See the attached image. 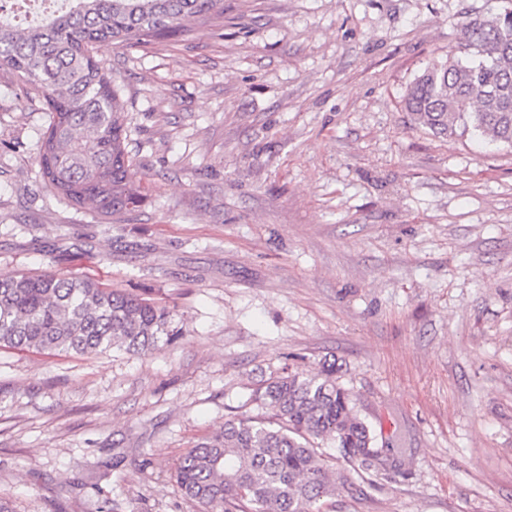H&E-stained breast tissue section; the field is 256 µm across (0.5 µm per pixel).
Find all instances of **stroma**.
<instances>
[{"instance_id": "obj_1", "label": "stroma", "mask_w": 512, "mask_h": 512, "mask_svg": "<svg viewBox=\"0 0 512 512\" xmlns=\"http://www.w3.org/2000/svg\"><path fill=\"white\" fill-rule=\"evenodd\" d=\"M496 0H224L97 49L121 89L133 210L70 205L50 114L0 69V275H90L174 309L147 355L0 348L12 512H201L172 478L282 367L335 361L391 481L322 512H512V148L409 120L414 78Z\"/></svg>"}]
</instances>
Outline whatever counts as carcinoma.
I'll use <instances>...</instances> for the list:
<instances>
[{
    "mask_svg": "<svg viewBox=\"0 0 512 512\" xmlns=\"http://www.w3.org/2000/svg\"><path fill=\"white\" fill-rule=\"evenodd\" d=\"M34 22L0 12V68L43 97L51 112L36 143L45 183L69 203L102 213L142 198L126 150L130 133L120 89L94 54L99 43L133 46L171 39L224 17V0H71ZM465 22L463 54L426 67L405 107L436 136L484 135L512 147V0ZM181 334L167 307L71 274L0 276V347L86 353L152 352ZM274 419L239 418L195 444L174 480L203 512H321L324 500L358 492L354 477L378 472L370 427L336 383V363L314 373L283 368L253 391ZM328 440L348 470L319 450Z\"/></svg>",
    "mask_w": 512,
    "mask_h": 512,
    "instance_id": "cac0c4a2",
    "label": "carcinoma"
}]
</instances>
